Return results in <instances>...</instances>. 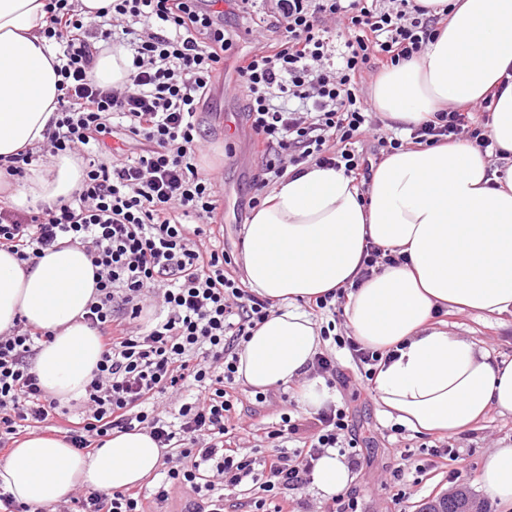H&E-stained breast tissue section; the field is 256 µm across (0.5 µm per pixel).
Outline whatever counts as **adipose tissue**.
I'll list each match as a JSON object with an SVG mask.
<instances>
[{
  "label": "adipose tissue",
  "mask_w": 512,
  "mask_h": 512,
  "mask_svg": "<svg viewBox=\"0 0 512 512\" xmlns=\"http://www.w3.org/2000/svg\"><path fill=\"white\" fill-rule=\"evenodd\" d=\"M450 6L434 41L377 81L372 105L397 126L419 124L451 105L480 103L512 66V0H420ZM45 0H0V159L32 148L58 107L44 38ZM130 56L103 47L92 78L117 85ZM485 134L502 156L490 160L468 141L411 146L386 156L359 187L342 171L308 165L279 179L244 230L245 281L274 309L240 354L237 378L266 389L297 384V402L314 412L334 398L310 367L322 339L301 304L328 291H347L344 318L363 346L395 351L378 365L373 390L382 414L415 433L454 436L489 410L512 417V362L436 320L438 310L512 311V83L492 105ZM82 180L70 155L16 178L0 168V192L18 208L68 201ZM407 255L359 281L367 246ZM95 294L84 250L64 244L31 262L0 248V333L23 320L52 334L36 370L61 403L81 398L103 347L82 317ZM161 450L144 430L113 431L91 453L64 438L30 434L0 463V487L18 502L51 507L76 487L109 494L155 473ZM334 449L317 461L322 496L350 485ZM481 484L512 503V444L485 457Z\"/></svg>",
  "instance_id": "obj_1"
}]
</instances>
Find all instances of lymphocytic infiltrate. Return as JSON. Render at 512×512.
Segmentation results:
<instances>
[{
	"label": "lymphocytic infiltrate",
	"mask_w": 512,
	"mask_h": 512,
	"mask_svg": "<svg viewBox=\"0 0 512 512\" xmlns=\"http://www.w3.org/2000/svg\"><path fill=\"white\" fill-rule=\"evenodd\" d=\"M225 1L220 11L218 0H112L89 18L80 0H46L57 116L44 141L17 152L6 170L20 177L33 162L68 154L83 160V178L64 204L0 207V247L30 261L65 239L95 269L96 297L84 321L99 331L104 350L67 429L72 448L87 450L115 430L144 429L164 450L155 500L186 489L182 512H224L225 494L249 481L261 491L256 512H308L300 493L325 449L346 444L348 468L362 469L348 407L282 417L268 439L288 437L298 446L260 467L241 454L228 427L236 349L272 304L230 275L223 245L201 240L205 225L218 221L219 199L213 177L199 168L196 113L236 46L224 18L264 38L238 68L259 146V189L311 163L369 178L372 166L355 148L369 134L389 154L460 138L493 150L475 119L490 112L492 100L449 107L401 135L381 133L362 94L363 72L411 60L436 36L440 16L418 0ZM104 44L130 51L128 82L91 78ZM132 143L138 153H129ZM51 340L23 321L0 334V452L57 413L59 401L32 364ZM162 397L174 401L170 416L158 410ZM69 501L65 512H144L135 489L79 492Z\"/></svg>",
	"instance_id": "f902f5d3"
}]
</instances>
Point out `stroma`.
<instances>
[{
  "label": "stroma",
  "mask_w": 512,
  "mask_h": 512,
  "mask_svg": "<svg viewBox=\"0 0 512 512\" xmlns=\"http://www.w3.org/2000/svg\"><path fill=\"white\" fill-rule=\"evenodd\" d=\"M236 83L230 75L224 83L214 85L198 122L206 137L200 167L216 181L223 215L222 223L214 225L213 230L225 250L238 259L242 256L244 227L253 215L248 201L255 194L253 176L259 159L252 150L253 133L242 118L243 99ZM441 319L460 335L483 343L499 359L512 361L511 312L490 316L452 310L442 314ZM237 390L242 409L248 410L252 423L261 431L278 423L281 414H301L296 402L284 400L286 386L267 388L266 399L261 403L255 400V388L241 384ZM336 401L350 407L366 460L361 475L351 483L363 512H421L425 503L449 491L448 465H429L433 435L391 432V424L382 415L375 397L358 393L355 387L338 392ZM511 440L512 418L493 409L475 428L452 439L459 450L456 465L469 473L465 485L473 499L486 503L487 512H512L511 504L489 498L480 484L486 454L498 442ZM397 468L405 472L400 483L392 476ZM400 489L406 496L398 502L394 495Z\"/></svg>",
  "instance_id": "stroma-1"
}]
</instances>
